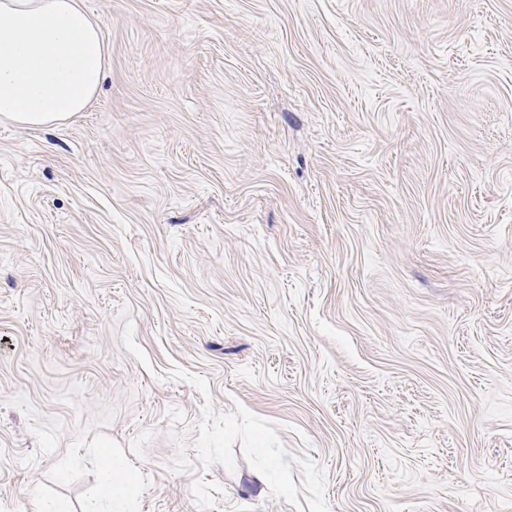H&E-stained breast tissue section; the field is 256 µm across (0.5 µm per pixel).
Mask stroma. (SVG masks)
Segmentation results:
<instances>
[{
    "mask_svg": "<svg viewBox=\"0 0 512 512\" xmlns=\"http://www.w3.org/2000/svg\"><path fill=\"white\" fill-rule=\"evenodd\" d=\"M81 2L94 98L0 119V512L512 506V0Z\"/></svg>",
    "mask_w": 512,
    "mask_h": 512,
    "instance_id": "35a3bbf8",
    "label": "stroma"
}]
</instances>
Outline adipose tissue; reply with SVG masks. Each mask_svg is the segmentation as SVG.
Listing matches in <instances>:
<instances>
[{
    "label": "adipose tissue",
    "instance_id": "adipose-tissue-1",
    "mask_svg": "<svg viewBox=\"0 0 512 512\" xmlns=\"http://www.w3.org/2000/svg\"><path fill=\"white\" fill-rule=\"evenodd\" d=\"M106 60L80 0H0V117L41 125L84 111Z\"/></svg>",
    "mask_w": 512,
    "mask_h": 512
}]
</instances>
